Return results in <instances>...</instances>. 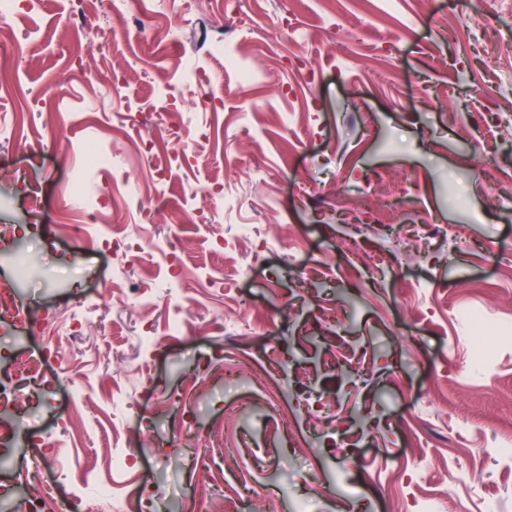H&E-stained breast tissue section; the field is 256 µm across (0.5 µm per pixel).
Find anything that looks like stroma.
I'll return each mask as SVG.
<instances>
[{
	"instance_id": "obj_1",
	"label": "stroma",
	"mask_w": 512,
	"mask_h": 512,
	"mask_svg": "<svg viewBox=\"0 0 512 512\" xmlns=\"http://www.w3.org/2000/svg\"><path fill=\"white\" fill-rule=\"evenodd\" d=\"M9 23L0 167L21 179L0 181V224L37 232L0 246L23 312L0 352L41 361L46 385L32 430L0 445V484L23 496L39 458L45 497H93L108 450L130 455L112 494L137 490L133 512H188L204 477L224 512H252L260 486L274 512H512V0H35ZM92 62L118 91L84 83ZM58 83L76 123L52 148ZM106 143L153 218L117 189L90 225L61 193ZM347 242L385 265L360 277ZM164 278L172 295L141 297ZM78 300L95 330L75 331ZM182 308L194 332L168 336Z\"/></svg>"
}]
</instances>
